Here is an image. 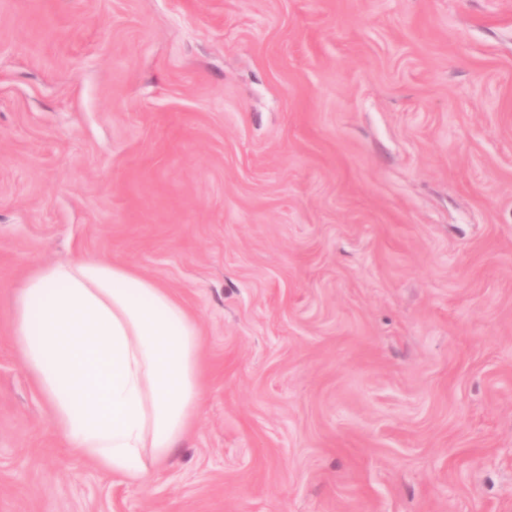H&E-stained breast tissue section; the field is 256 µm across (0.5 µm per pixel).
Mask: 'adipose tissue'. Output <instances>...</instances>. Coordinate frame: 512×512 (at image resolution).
Returning a JSON list of instances; mask_svg holds the SVG:
<instances>
[{"instance_id":"adipose-tissue-1","label":"adipose tissue","mask_w":512,"mask_h":512,"mask_svg":"<svg viewBox=\"0 0 512 512\" xmlns=\"http://www.w3.org/2000/svg\"><path fill=\"white\" fill-rule=\"evenodd\" d=\"M12 340L72 450L132 484L149 482L204 401L198 321L127 265L37 268L18 292Z\"/></svg>"}]
</instances>
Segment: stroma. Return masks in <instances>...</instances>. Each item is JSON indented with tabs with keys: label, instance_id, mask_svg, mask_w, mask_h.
I'll list each match as a JSON object with an SVG mask.
<instances>
[{
	"label": "stroma",
	"instance_id": "1",
	"mask_svg": "<svg viewBox=\"0 0 512 512\" xmlns=\"http://www.w3.org/2000/svg\"><path fill=\"white\" fill-rule=\"evenodd\" d=\"M85 255L204 332L145 486L13 347ZM0 512H512V0H0Z\"/></svg>",
	"mask_w": 512,
	"mask_h": 512
}]
</instances>
